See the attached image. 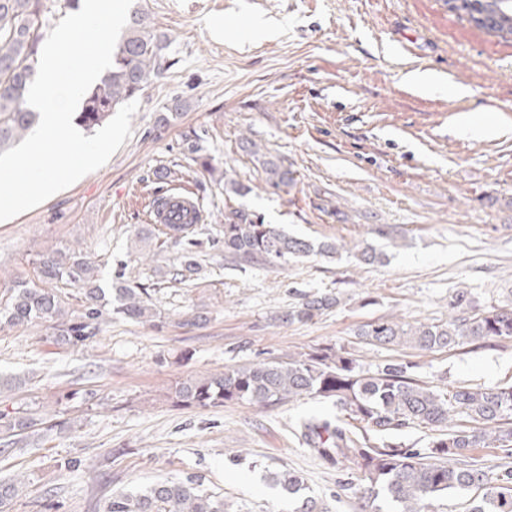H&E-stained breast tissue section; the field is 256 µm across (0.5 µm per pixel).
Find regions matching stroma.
<instances>
[{
  "mask_svg": "<svg viewBox=\"0 0 512 512\" xmlns=\"http://www.w3.org/2000/svg\"><path fill=\"white\" fill-rule=\"evenodd\" d=\"M166 34L172 66L150 82L132 135L109 161L10 222L0 223V295L46 250L66 246L99 261L104 278L151 288L163 330L113 317L100 339L72 351L50 329L0 330V399L25 405L53 429L24 451L0 455V477L18 476L5 512H102L112 491L161 477H202L229 512H291L275 474L299 473L331 512H357L344 486L351 463L333 466L298 444V419L327 402L232 404L203 411L169 399L182 379L315 348H345L366 371L406 361L429 385L512 383V339L431 353L374 347L355 332L369 321H447L467 291L474 306L512 304V39L475 27L444 0H134ZM438 74L440 92L406 72ZM186 106L161 123L174 98ZM474 130L462 133L463 120ZM496 135L480 134L486 123ZM200 142L209 166L186 150ZM260 154H253L252 146ZM291 170L292 184L264 182L262 162ZM252 188L226 197L225 179ZM200 203L199 238L210 255L194 286L164 277L180 247L157 259L130 254L154 198ZM295 235L369 242L384 263L348 252L285 268L236 265L216 244L225 202ZM339 303L306 323L282 317L305 297ZM202 321L190 324L192 313ZM96 390L87 407L60 395ZM77 458L78 471L60 470Z\"/></svg>",
  "mask_w": 512,
  "mask_h": 512,
  "instance_id": "stroma-1",
  "label": "stroma"
}]
</instances>
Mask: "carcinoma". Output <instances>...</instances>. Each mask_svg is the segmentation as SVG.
Returning a JSON list of instances; mask_svg holds the SVG:
<instances>
[{"label":"carcinoma","instance_id":"1","mask_svg":"<svg viewBox=\"0 0 512 512\" xmlns=\"http://www.w3.org/2000/svg\"><path fill=\"white\" fill-rule=\"evenodd\" d=\"M453 12L500 38H512V0H453ZM44 0H0V150L23 138L38 119L25 107L26 93L38 64V46L44 31ZM165 36L151 29L148 18L130 14L129 24L116 44L113 64L100 83L82 98L77 122L87 129L100 125L117 106L136 97L151 78L165 70ZM265 182L287 186L293 174L274 160L264 162ZM180 222L147 224L135 231V251L152 254L174 239L184 245L175 258L171 280L185 283L200 269L198 225ZM224 253L240 264L266 263L284 267L311 254L334 258L340 245L332 238L319 241L288 234L278 224H266L254 213L225 205L219 225ZM351 255L373 265L384 254L363 243ZM120 265L111 287H102L100 265L67 247L57 248L39 261L34 275L15 279L0 298V328L52 325L51 342L64 349L96 341L108 316L148 322L157 330L165 323L151 301L149 288L123 284ZM62 283L80 290L78 310L65 307L50 288ZM338 303L329 295L305 299L286 313L288 323L308 322ZM447 322L406 323L380 318L359 326L358 339L380 346L408 345L421 351L453 349L512 338V308L479 309L461 291L451 302ZM301 399L330 401L336 414L302 417L292 434L299 444L331 464L355 466L356 484L349 486L360 512H382L389 502L394 512H436L435 503L448 494L481 490L468 512H512V467L505 464L491 476L472 457L480 448H501L512 455V384L455 386L448 391L416 378L412 365L389 362L373 374L364 372L353 354L333 347L315 348L298 358L275 359L232 366L222 373L190 377L177 382L171 400L176 406L201 410L226 404L273 406ZM37 425L33 413L0 408V440L4 446ZM423 426L434 431L427 452L408 448L393 433ZM275 482L295 501L292 512H329L324 501L305 495L302 477L286 471ZM21 482L0 479V506L11 502ZM103 512H228L224 496L204 487L202 478H164L143 488L114 492Z\"/></svg>","mask_w":512,"mask_h":512}]
</instances>
